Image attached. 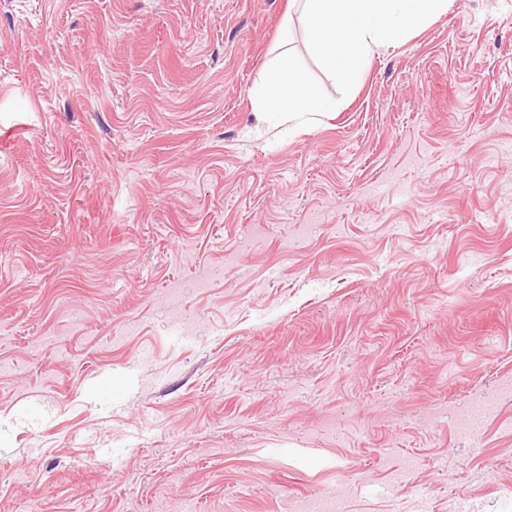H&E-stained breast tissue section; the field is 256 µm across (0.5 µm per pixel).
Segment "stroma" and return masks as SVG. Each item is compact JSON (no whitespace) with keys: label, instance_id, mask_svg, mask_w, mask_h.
<instances>
[{"label":"stroma","instance_id":"1","mask_svg":"<svg viewBox=\"0 0 512 512\" xmlns=\"http://www.w3.org/2000/svg\"><path fill=\"white\" fill-rule=\"evenodd\" d=\"M501 387L512 0L352 88L291 0H0V512H512ZM250 97L263 121L275 117L290 124L306 116L334 111L320 91L303 80L287 50L279 55L266 79L250 89ZM500 396L494 393H484L477 397L476 406L463 419L465 428L476 429L481 417L491 411L498 403Z\"/></svg>","mask_w":512,"mask_h":512}]
</instances>
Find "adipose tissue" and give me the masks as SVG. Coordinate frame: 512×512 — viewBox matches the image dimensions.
Segmentation results:
<instances>
[{
    "mask_svg": "<svg viewBox=\"0 0 512 512\" xmlns=\"http://www.w3.org/2000/svg\"><path fill=\"white\" fill-rule=\"evenodd\" d=\"M301 19L321 66L356 85L370 60L409 30L445 14L448 0H300ZM250 97L259 119L290 123L322 115L332 106L301 77L288 54H280Z\"/></svg>",
    "mask_w": 512,
    "mask_h": 512,
    "instance_id": "obj_1",
    "label": "adipose tissue"
}]
</instances>
